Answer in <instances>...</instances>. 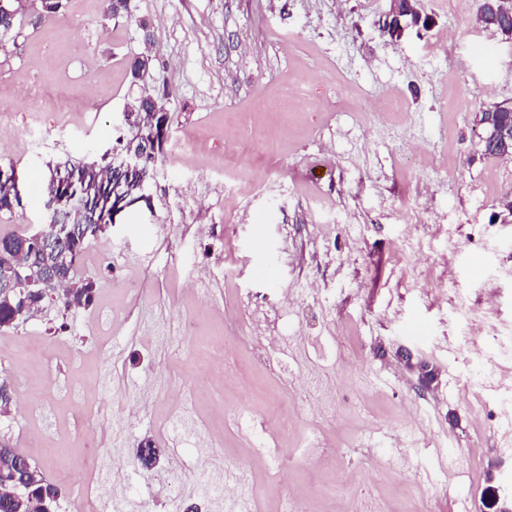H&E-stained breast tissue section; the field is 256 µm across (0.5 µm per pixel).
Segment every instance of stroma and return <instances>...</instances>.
<instances>
[{"label":"stroma","instance_id":"obj_1","mask_svg":"<svg viewBox=\"0 0 512 512\" xmlns=\"http://www.w3.org/2000/svg\"><path fill=\"white\" fill-rule=\"evenodd\" d=\"M112 20L104 0H65L58 19L25 26L8 62L16 81L43 80L64 95L97 100L94 122L49 115L54 134L31 145V113L14 110L0 126V166L15 165L23 204L0 213V232L37 231L51 165L100 158L126 129L130 65L151 58L164 90L168 138L149 202L126 210L90 241L78 263L97 293L86 309L46 301L36 317L0 328V375L14 397L30 394L46 412L0 417V438L19 448L60 491L54 512H79L72 480L131 459L112 501L125 512H207L222 498L225 463L248 465L263 512H277L290 489L308 512H356L366 492L388 512H457L456 502L500 490L512 456L499 451L494 403L475 410L464 355L452 352L467 326L442 297L454 288L479 311L512 326V160L484 156L474 114L512 105V36L477 35L468 0H420L423 28L381 29L389 0H130ZM449 71L423 63L426 43L444 28ZM338 68L367 99L334 94ZM307 82L321 106L289 105L286 87ZM400 97L405 123L374 112ZM200 151L252 140L246 162L264 189L225 196L219 169L174 158L183 134ZM417 208L420 221L400 214ZM302 308L283 318L279 359L317 388L337 387L326 435L336 450L327 468L305 454L308 424L288 415L278 385L259 375L250 349L223 406L196 396V376L213 371L227 330L245 331L252 308L275 311L282 297ZM493 304H486V297ZM198 328L186 335L183 323ZM409 348L439 372L420 390L395 363ZM140 407L128 419L127 403ZM248 405L255 421L282 427L297 451L287 481H271L248 445L224 428V407ZM151 442L159 461L135 455ZM100 454H92L91 444ZM415 449L416 468L389 470L392 448ZM474 454V480L448 473L452 452ZM209 457L200 468V457Z\"/></svg>","mask_w":512,"mask_h":512}]
</instances>
